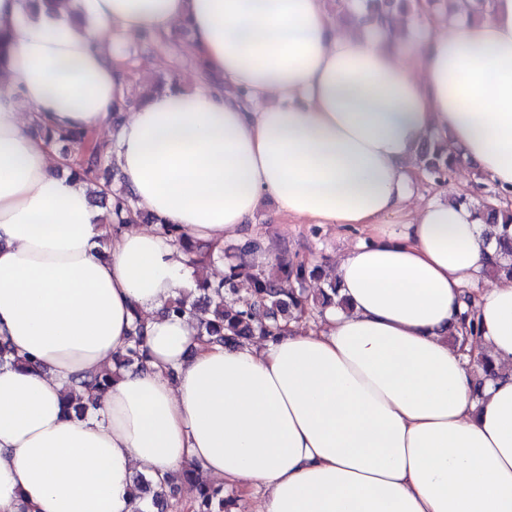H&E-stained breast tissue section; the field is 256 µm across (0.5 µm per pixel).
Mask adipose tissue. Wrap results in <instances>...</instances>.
Returning a JSON list of instances; mask_svg holds the SVG:
<instances>
[{"mask_svg": "<svg viewBox=\"0 0 512 512\" xmlns=\"http://www.w3.org/2000/svg\"><path fill=\"white\" fill-rule=\"evenodd\" d=\"M326 2L67 0L75 24L0 0V344L25 361L0 366V512H133L134 472L187 463L257 512H512V279L484 287L470 207L405 206L430 137L512 202V0L472 20L452 0L445 37L424 5L375 35L339 31ZM177 23L223 84L126 111L129 75L99 28ZM36 119L109 130L136 208L191 240L245 237L267 196L360 229L335 266L345 306L273 341L207 342L164 313L190 293L182 250L111 232ZM467 310L478 333L460 342L448 330ZM139 316L148 359L115 368ZM483 353L496 376L478 393ZM110 370L97 409L66 415L72 378Z\"/></svg>", "mask_w": 512, "mask_h": 512, "instance_id": "1", "label": "adipose tissue"}]
</instances>
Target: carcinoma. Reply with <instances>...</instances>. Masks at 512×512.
Masks as SVG:
<instances>
[{"mask_svg": "<svg viewBox=\"0 0 512 512\" xmlns=\"http://www.w3.org/2000/svg\"><path fill=\"white\" fill-rule=\"evenodd\" d=\"M413 0H364L366 11L360 22L376 28L384 26L395 14H412ZM35 134L49 143H69L79 148L87 143V133L81 131L53 130L40 123L33 126ZM108 145L96 143L89 147L79 161H70L67 168L75 180L87 181L96 186L92 194L107 209L103 222L115 228L146 220L157 225V231L180 241L183 234L176 225L166 224L152 214L134 208L125 189H112L109 183L98 184L97 174ZM417 165L426 177L435 183L447 184L448 175L461 160V152L433 139L419 147ZM481 222L491 228L487 236L495 239L493 251L486 257V267L493 276L512 278V211L492 201L485 200L476 207ZM189 267L224 258V250L214 252L209 246L186 248ZM324 276L320 265L295 264L280 259L277 273L268 275L261 269L244 264L230 265L224 278L218 282L202 281L199 296L189 302L177 297L165 308V313L175 316L188 315L197 321L198 334L211 343L238 345L255 336L273 337L283 329L290 318L304 314L317 315L336 303V282L328 278L325 287L311 290L308 282ZM145 321L138 316L131 334L130 345L118 358V364L128 367L143 366L145 359ZM112 384V374L96 375L78 382V386L102 393ZM135 485L142 491L144 507L136 512H164L168 497L185 493L190 512H232L237 497L224 495V486L206 485L194 477V470L182 471L179 483L171 480L155 482L141 473L133 476Z\"/></svg>", "mask_w": 512, "mask_h": 512, "instance_id": "1", "label": "carcinoma"}]
</instances>
